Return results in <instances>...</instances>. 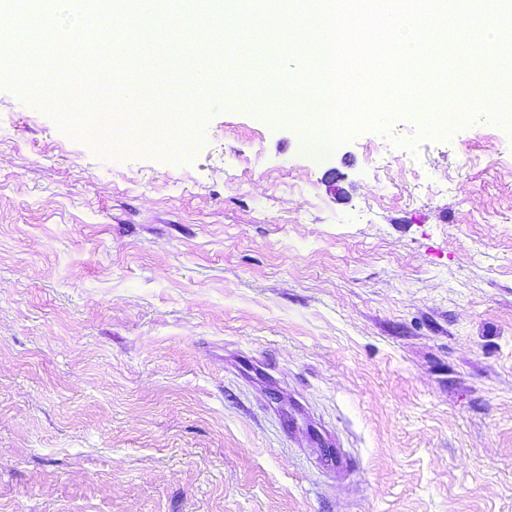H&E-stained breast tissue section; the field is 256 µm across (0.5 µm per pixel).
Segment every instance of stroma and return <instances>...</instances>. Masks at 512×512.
<instances>
[{"label": "stroma", "instance_id": "35a3bbf8", "mask_svg": "<svg viewBox=\"0 0 512 512\" xmlns=\"http://www.w3.org/2000/svg\"><path fill=\"white\" fill-rule=\"evenodd\" d=\"M142 123L0 86V512H512V111Z\"/></svg>", "mask_w": 512, "mask_h": 512}]
</instances>
